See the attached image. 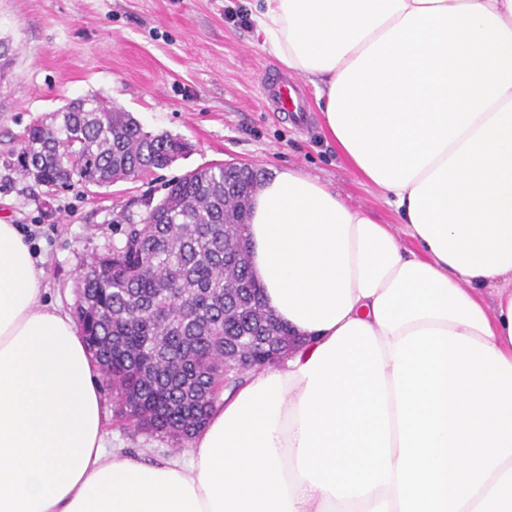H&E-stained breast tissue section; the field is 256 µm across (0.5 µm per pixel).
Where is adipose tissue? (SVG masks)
Masks as SVG:
<instances>
[{
  "label": "adipose tissue",
  "mask_w": 512,
  "mask_h": 512,
  "mask_svg": "<svg viewBox=\"0 0 512 512\" xmlns=\"http://www.w3.org/2000/svg\"><path fill=\"white\" fill-rule=\"evenodd\" d=\"M403 235L294 168L253 196L262 301L304 345L225 393L188 461L105 449L92 360L0 223V512H400L395 343L512 364V0H249Z\"/></svg>",
  "instance_id": "1"
}]
</instances>
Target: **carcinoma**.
Returning a JSON list of instances; mask_svg holds the SVG:
<instances>
[{
  "mask_svg": "<svg viewBox=\"0 0 512 512\" xmlns=\"http://www.w3.org/2000/svg\"><path fill=\"white\" fill-rule=\"evenodd\" d=\"M189 149L180 137L143 130L130 112L95 97L26 130L21 175L51 191L73 179L108 187L169 167ZM264 173L222 164L195 169L146 203L141 224L87 265L75 319L115 415L182 446L204 425L220 392L246 375L237 349L288 338L260 302L242 247L251 196Z\"/></svg>",
  "mask_w": 512,
  "mask_h": 512,
  "instance_id": "obj_1",
  "label": "carcinoma"
}]
</instances>
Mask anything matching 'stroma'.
Returning <instances> with one entry per match:
<instances>
[{"label": "stroma", "mask_w": 512, "mask_h": 512, "mask_svg": "<svg viewBox=\"0 0 512 512\" xmlns=\"http://www.w3.org/2000/svg\"><path fill=\"white\" fill-rule=\"evenodd\" d=\"M0 222L31 229L47 301L74 311L84 264L140 223L169 180L216 163L273 176L292 167L318 179L378 223L397 221L377 187L359 177L322 124L314 87L297 84L306 123L273 111L262 77L284 74L262 45L244 0H0ZM95 96L132 112L145 131L185 139L170 167L109 187L73 181L46 193L17 169L25 129L70 100ZM113 453L146 462L188 458L189 448L135 432L102 396Z\"/></svg>", "instance_id": "stroma-1"}]
</instances>
